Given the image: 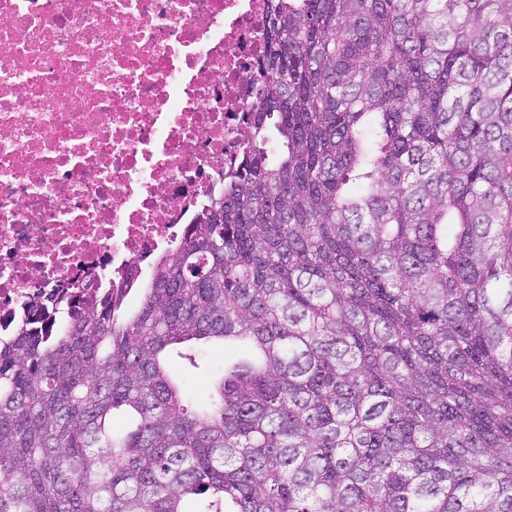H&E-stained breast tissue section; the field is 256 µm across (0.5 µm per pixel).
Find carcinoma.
<instances>
[{"mask_svg": "<svg viewBox=\"0 0 512 512\" xmlns=\"http://www.w3.org/2000/svg\"><path fill=\"white\" fill-rule=\"evenodd\" d=\"M264 38L138 311L0 310V512H512V0H267ZM204 339L242 355L196 399L163 356Z\"/></svg>", "mask_w": 512, "mask_h": 512, "instance_id": "carcinoma-1", "label": "carcinoma"}]
</instances>
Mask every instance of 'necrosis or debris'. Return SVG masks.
Instances as JSON below:
<instances>
[{
    "mask_svg": "<svg viewBox=\"0 0 512 512\" xmlns=\"http://www.w3.org/2000/svg\"><path fill=\"white\" fill-rule=\"evenodd\" d=\"M266 0H0V307L142 274L236 157Z\"/></svg>",
    "mask_w": 512,
    "mask_h": 512,
    "instance_id": "1",
    "label": "necrosis or debris"
}]
</instances>
